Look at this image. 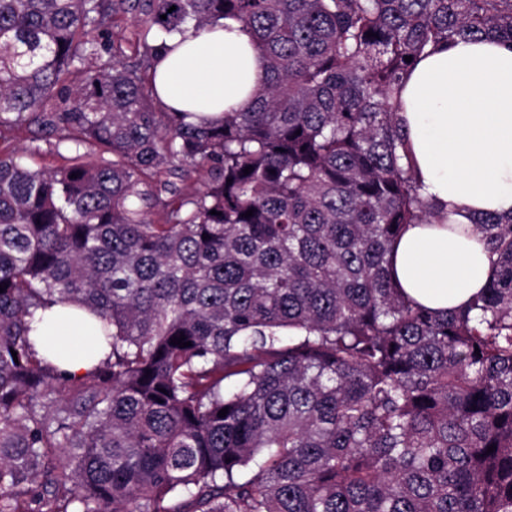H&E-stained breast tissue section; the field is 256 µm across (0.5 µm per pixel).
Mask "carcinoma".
<instances>
[{"label": "carcinoma", "mask_w": 512, "mask_h": 512, "mask_svg": "<svg viewBox=\"0 0 512 512\" xmlns=\"http://www.w3.org/2000/svg\"><path fill=\"white\" fill-rule=\"evenodd\" d=\"M226 18L262 90L159 111V52ZM461 36L512 41V0H0V512H512V219L461 311L389 274L441 217L403 79ZM55 304L111 347L83 376L31 339ZM32 134L25 131L22 133L20 140L17 142L16 148L19 156L22 157V161L31 168L41 167H60L67 164V157L70 155L64 150H61L63 156L57 154L54 150H50L49 146L44 142H40L41 152L39 154H30L28 151L31 143L30 138Z\"/></svg>", "instance_id": "1"}]
</instances>
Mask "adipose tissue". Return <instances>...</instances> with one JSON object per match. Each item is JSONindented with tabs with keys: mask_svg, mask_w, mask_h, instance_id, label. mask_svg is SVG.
Listing matches in <instances>:
<instances>
[{
	"mask_svg": "<svg viewBox=\"0 0 512 512\" xmlns=\"http://www.w3.org/2000/svg\"><path fill=\"white\" fill-rule=\"evenodd\" d=\"M155 66L160 102L214 120L245 109L265 82L261 54L233 19L187 27ZM400 125L421 196L452 209L450 222L408 225L390 254L393 284L434 311L465 308L488 282L482 213L512 216V46L494 37L429 48L401 90ZM96 319L68 305L37 311L31 336L62 370L82 375L106 354Z\"/></svg>",
	"mask_w": 512,
	"mask_h": 512,
	"instance_id": "adipose-tissue-1",
	"label": "adipose tissue"
}]
</instances>
